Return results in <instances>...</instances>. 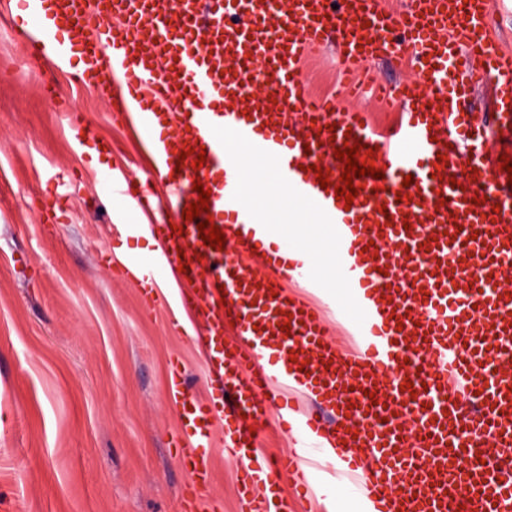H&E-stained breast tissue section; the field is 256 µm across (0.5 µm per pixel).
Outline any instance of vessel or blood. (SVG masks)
<instances>
[{
  "instance_id": "obj_1",
  "label": "vessel or blood",
  "mask_w": 512,
  "mask_h": 512,
  "mask_svg": "<svg viewBox=\"0 0 512 512\" xmlns=\"http://www.w3.org/2000/svg\"><path fill=\"white\" fill-rule=\"evenodd\" d=\"M11 28L31 55L59 71L73 58L114 113L144 138L153 165L144 178L111 181L114 196L159 208L154 176L183 203L210 189L207 214L223 250L205 244L196 221L116 225L104 257L142 232L164 242L151 261L129 257L119 272L155 303L164 269L183 270L178 305L188 315L204 368L218 387L189 394L180 359L167 394L178 409L172 445L187 476L182 512H198L210 480L216 427L239 464L244 512H289L284 486L305 488L324 442L352 448L348 474L378 512H512V186L500 151H485L489 127L512 141V51L490 25L491 0H411L394 15L382 0H12ZM336 49L347 72L370 59H400L416 74L397 86L404 120L386 138L362 111L309 95L298 64ZM494 82L493 118L461 111L477 75ZM232 136L271 160L272 179L307 204L348 264L351 286L376 299L361 333L383 349L341 354L323 309L288 292L315 287L303 263L253 254L237 228L278 222L246 200L227 161ZM364 145L382 178L364 175L353 203L336 199L344 169L329 156ZM205 149L195 167V149ZM329 172L321 188L318 169ZM412 183H405V176ZM245 344L224 338L225 326ZM303 362L277 376L264 351ZM412 391H404L405 382ZM316 396L296 416L294 450L263 460L256 435L294 386Z\"/></svg>"
}]
</instances>
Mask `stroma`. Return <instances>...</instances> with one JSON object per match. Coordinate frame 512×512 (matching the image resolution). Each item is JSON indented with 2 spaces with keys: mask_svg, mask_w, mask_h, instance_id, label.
Returning <instances> with one entry per match:
<instances>
[{
  "mask_svg": "<svg viewBox=\"0 0 512 512\" xmlns=\"http://www.w3.org/2000/svg\"><path fill=\"white\" fill-rule=\"evenodd\" d=\"M301 74L313 96L346 95L334 50L308 54ZM47 82L71 113L44 93ZM82 133L111 152L92 161L78 149ZM149 167L137 134L77 68L52 74L28 53L0 0V512H182L169 358H181L195 395L216 383L176 325L175 288L145 308L98 258L113 225L135 217L105 172ZM59 193L66 220L41 226L42 204ZM209 453L201 512H242L222 433Z\"/></svg>",
  "mask_w": 512,
  "mask_h": 512,
  "instance_id": "stroma-1",
  "label": "stroma"
}]
</instances>
